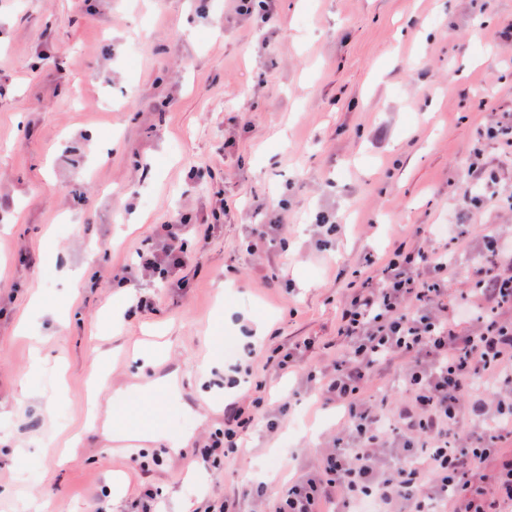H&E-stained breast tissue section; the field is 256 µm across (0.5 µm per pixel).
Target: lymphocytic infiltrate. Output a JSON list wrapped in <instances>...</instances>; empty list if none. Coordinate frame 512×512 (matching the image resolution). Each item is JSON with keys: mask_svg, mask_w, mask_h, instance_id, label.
<instances>
[{"mask_svg": "<svg viewBox=\"0 0 512 512\" xmlns=\"http://www.w3.org/2000/svg\"><path fill=\"white\" fill-rule=\"evenodd\" d=\"M211 224H191L183 212L159 225L154 240L136 250L134 265L113 275L124 282L133 271L162 288L187 285L193 258L188 239L204 242ZM499 235L483 233L473 277L481 303L474 329L462 330L440 313L448 297L447 250L399 243L378 262L364 258V277L339 307V333L347 347L332 365L315 361L313 340L279 349L269 364L285 372L307 367L323 405L341 407L351 447L333 443L316 472L295 481L267 503L268 512H336L375 496L380 512H512V320L497 313L512 307V263ZM402 357L407 405L391 409L368 395L374 369ZM488 382L474 394L475 380ZM258 417L227 403L224 429L196 453L202 469L219 467L238 453ZM398 457L384 467V452Z\"/></svg>", "mask_w": 512, "mask_h": 512, "instance_id": "lymphocytic-infiltrate-1", "label": "lymphocytic infiltrate"}]
</instances>
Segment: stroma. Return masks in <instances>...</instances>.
<instances>
[{"label": "stroma", "instance_id": "obj_1", "mask_svg": "<svg viewBox=\"0 0 512 512\" xmlns=\"http://www.w3.org/2000/svg\"><path fill=\"white\" fill-rule=\"evenodd\" d=\"M277 25L232 0H0V512H204L263 475L269 496L319 468L342 408L320 406L302 368L268 367L311 338L333 362L336 310L365 255L397 238L450 248L448 315L472 298L489 230L512 239V0H273ZM495 172L485 200L480 169ZM219 213L187 288L155 289L126 316L112 272L175 210ZM335 218L329 250L317 216ZM287 250L247 251L257 222ZM97 263L72 270L88 249ZM267 318L249 393L277 433L255 427L215 471L192 459L244 355L242 322ZM173 339L151 429L114 460L90 426L93 392L143 386L132 348ZM31 392L23 394L21 382Z\"/></svg>", "mask_w": 512, "mask_h": 512}]
</instances>
